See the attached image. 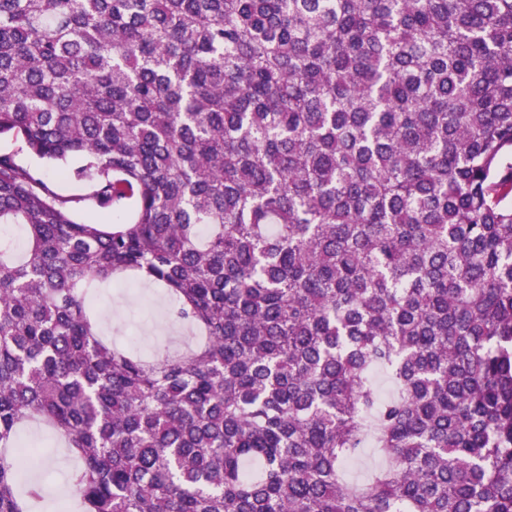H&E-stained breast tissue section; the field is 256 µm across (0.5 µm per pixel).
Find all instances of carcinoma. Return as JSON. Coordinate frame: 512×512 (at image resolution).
<instances>
[{
  "mask_svg": "<svg viewBox=\"0 0 512 512\" xmlns=\"http://www.w3.org/2000/svg\"><path fill=\"white\" fill-rule=\"evenodd\" d=\"M2 135L92 190L0 154V512L33 419L82 512H512V0H0ZM21 143L10 136L0 137V153L15 154L16 162L31 170L43 172L51 188L59 194L66 196H77L89 192L87 182H79L69 176L60 175L61 171L69 172L70 165L61 167L48 166L43 160L26 151H20ZM97 298L104 318V336L124 344V340H133L145 356H153L159 349L181 352L196 341L195 336H199L193 328L160 322L161 310L171 304V299L154 285H144L134 294L126 292L125 288L104 285L97 289ZM111 302L109 317L107 310ZM113 305H118L119 309L113 312ZM383 464V459L376 448H364L362 454L353 461L348 469L347 478L351 482H363Z\"/></svg>",
  "mask_w": 512,
  "mask_h": 512,
  "instance_id": "carcinoma-1",
  "label": "carcinoma"
}]
</instances>
